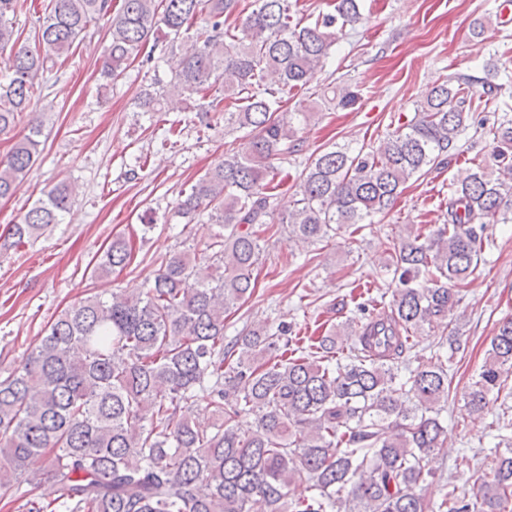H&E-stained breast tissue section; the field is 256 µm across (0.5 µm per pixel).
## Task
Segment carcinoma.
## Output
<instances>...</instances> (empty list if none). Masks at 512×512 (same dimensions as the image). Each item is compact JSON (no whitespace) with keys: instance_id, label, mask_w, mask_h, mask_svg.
<instances>
[{"instance_id":"cac0c4a2","label":"carcinoma","mask_w":512,"mask_h":512,"mask_svg":"<svg viewBox=\"0 0 512 512\" xmlns=\"http://www.w3.org/2000/svg\"><path fill=\"white\" fill-rule=\"evenodd\" d=\"M360 2L335 0L333 11L304 25L292 0H121L117 10L112 0H49L32 50L8 22L17 0H0V50H11L0 80V134L29 113L40 76L106 16L111 41L101 75L110 82L134 61L154 60L158 31L168 51L183 35L193 41L174 74L153 70L139 111L162 112L172 97L189 102L217 88L222 94L199 105L206 127L222 123L250 136L246 151H226L174 206L187 224L205 215L217 226L201 258L169 252L153 286L137 296L90 291L0 378L1 495L42 471L55 485V508L33 501L28 512H512V436L504 434L512 424L490 426L509 449L491 459L477 493L442 480L429 460L448 440L445 343L429 346L427 365L412 369L409 358L425 327L458 333L454 310L494 247L492 226L512 223V118L492 125L497 170L467 168L450 184L447 224L393 248L389 305L365 318L360 304L362 316L322 336H295L281 322L224 342L225 313L252 297L261 232L274 223L275 161L295 152L310 117L303 101L286 105L309 89L338 35L359 22ZM241 15V26L230 23ZM473 82L445 77L374 149L337 146L312 159L280 223L317 243L388 214L409 179L453 156L470 127ZM42 126L32 117L13 136L0 159V199L12 197L35 164ZM75 196L72 183H53L0 245L38 239ZM132 256L131 241L113 235L94 278L127 268ZM339 337L350 342L344 360L336 357ZM506 367L512 318L501 322L467 394V416L492 392L512 408ZM200 403L211 409L209 426L195 420ZM248 413L255 418L244 428L238 418ZM296 482L310 495L290 502ZM433 485L432 499L416 493Z\"/></svg>"}]
</instances>
